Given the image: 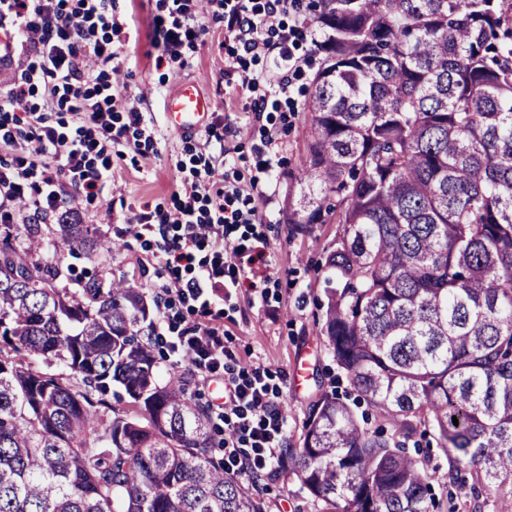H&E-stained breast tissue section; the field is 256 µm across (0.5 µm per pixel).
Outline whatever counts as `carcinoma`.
Listing matches in <instances>:
<instances>
[{"label": "carcinoma", "instance_id": "cac0c4a2", "mask_svg": "<svg viewBox=\"0 0 512 512\" xmlns=\"http://www.w3.org/2000/svg\"><path fill=\"white\" fill-rule=\"evenodd\" d=\"M311 24L288 223L341 225L324 333L357 401L316 395L278 467L323 512H444L404 451L430 432L448 483L512 495V0H316ZM111 249L0 226V512H264L208 408L158 384L141 289L55 286L65 254ZM114 385L133 410H102Z\"/></svg>", "mask_w": 512, "mask_h": 512}]
</instances>
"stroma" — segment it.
Masks as SVG:
<instances>
[{"label":"stroma","instance_id":"obj_1","mask_svg":"<svg viewBox=\"0 0 512 512\" xmlns=\"http://www.w3.org/2000/svg\"><path fill=\"white\" fill-rule=\"evenodd\" d=\"M116 6L129 23L112 36L124 64L111 82L116 95L135 105L143 120L133 125L126 113L113 115L125 133L109 154L112 185L103 200L83 204L80 217L113 249L92 261L66 257L72 272L65 285L72 288L89 279L136 283L152 303L142 326L143 333H150L165 312L153 304L160 250L154 239L136 236L134 216L145 210H172L182 186L193 182L198 171L218 169L227 183L238 187L246 208L257 213L255 223L239 225L237 231L254 239L263 274H240L232 297H211L210 308L224 327L225 344L244 366L268 370L269 383L285 407V440L298 443L315 393L348 386L326 347L320 306L325 257L339 227L314 224L296 233L286 212L288 192L297 186L306 154L309 115L304 104L319 57L311 40L298 41L292 52L300 70L292 81L291 101L268 104L257 119L249 110L251 92L242 89L238 74L224 72L229 45L223 25H213L173 61L157 46L154 31L155 18L167 12V0H117ZM188 79L198 81L213 107L206 128L182 134L168 127L164 100ZM257 177L265 184L266 198L257 197L251 188ZM156 371L160 384L184 381L188 396L204 405L215 402L224 387L223 378L199 383L188 363L175 365L162 356ZM254 492L266 512H318L316 502L291 474L273 472L259 480Z\"/></svg>","mask_w":512,"mask_h":512}]
</instances>
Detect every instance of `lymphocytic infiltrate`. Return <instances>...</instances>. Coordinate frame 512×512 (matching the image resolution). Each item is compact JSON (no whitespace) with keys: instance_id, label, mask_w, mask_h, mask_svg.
<instances>
[{"instance_id":"f902f5d3","label":"lymphocytic infiltrate","mask_w":512,"mask_h":512,"mask_svg":"<svg viewBox=\"0 0 512 512\" xmlns=\"http://www.w3.org/2000/svg\"><path fill=\"white\" fill-rule=\"evenodd\" d=\"M183 2L169 0L167 15L155 25L156 41L170 55L214 22L223 24L225 39L234 42L240 65L264 55L274 36L283 61L292 62L289 44L303 35L281 20L298 0H211L208 16L187 12ZM115 8L114 0H0V63L18 70L0 91V150L11 155L0 163V224H36L49 216L63 220L83 203L102 199L111 183L104 157L121 135L113 123L110 82L120 57L112 44L119 26ZM41 86L58 111L88 117L90 130L72 137L59 132L33 101ZM239 197L208 167L173 210L139 216L140 230L160 241L164 264L157 277L165 294L206 308L209 294L231 296L239 286L238 272H253V243L231 236L234 225L255 219L254 211L238 207ZM199 251L210 253L207 264L195 265ZM228 265L235 276H226ZM160 339L175 361L210 375L223 373L224 467L261 475L283 448L284 412L266 371L236 370V356L214 326L171 320Z\"/></svg>"}]
</instances>
